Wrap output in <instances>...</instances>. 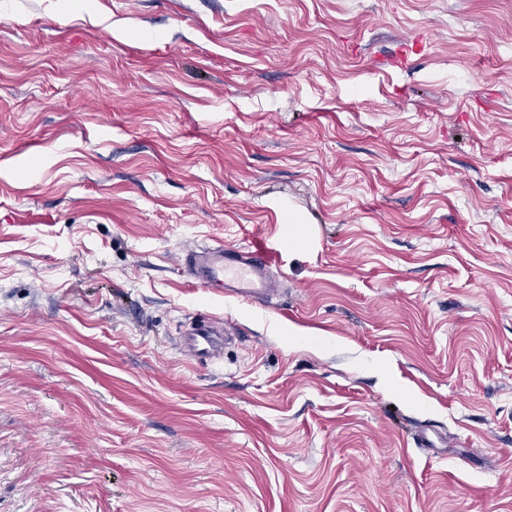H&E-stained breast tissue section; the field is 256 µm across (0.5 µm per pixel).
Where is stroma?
<instances>
[{"mask_svg": "<svg viewBox=\"0 0 512 512\" xmlns=\"http://www.w3.org/2000/svg\"><path fill=\"white\" fill-rule=\"evenodd\" d=\"M0 512H512V0H0ZM182 265L191 279L221 288L226 297L263 305L275 291L270 272L277 267V252L263 240L246 248L230 249L219 243L189 252ZM196 321L200 325L185 334L186 346L197 361L205 364L216 362L221 358L226 336H223V330H216L219 322L212 316L200 317Z\"/></svg>", "mask_w": 512, "mask_h": 512, "instance_id": "obj_1", "label": "stroma"}]
</instances>
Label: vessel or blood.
Returning a JSON list of instances; mask_svg holds the SVG:
<instances>
[{"label": "vessel or blood", "mask_w": 512, "mask_h": 512, "mask_svg": "<svg viewBox=\"0 0 512 512\" xmlns=\"http://www.w3.org/2000/svg\"><path fill=\"white\" fill-rule=\"evenodd\" d=\"M182 265L189 277L203 286L221 289L224 296L264 304L274 293L271 277L277 265V252L267 242H253L245 248L224 245L187 253ZM185 343L193 357L202 363L220 359L224 336L217 331L213 317H201L187 332Z\"/></svg>", "instance_id": "b4317fda"}]
</instances>
